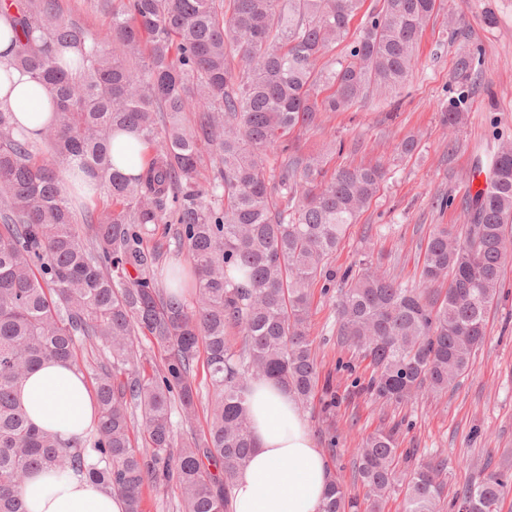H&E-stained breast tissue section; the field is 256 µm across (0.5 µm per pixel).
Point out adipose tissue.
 <instances>
[{
  "instance_id": "obj_1",
  "label": "adipose tissue",
  "mask_w": 512,
  "mask_h": 512,
  "mask_svg": "<svg viewBox=\"0 0 512 512\" xmlns=\"http://www.w3.org/2000/svg\"><path fill=\"white\" fill-rule=\"evenodd\" d=\"M13 33L0 16V107L35 130L52 119L47 91L9 67ZM17 400L38 428L69 440L86 435L98 404L75 366L43 361L17 389ZM248 405L255 448L234 480L231 512H322L328 467L295 398L281 384L252 381ZM27 512H126L125 499L81 476L41 471L21 490Z\"/></svg>"
}]
</instances>
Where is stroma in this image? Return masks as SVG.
Instances as JSON below:
<instances>
[{
  "label": "stroma",
  "instance_id": "obj_1",
  "mask_svg": "<svg viewBox=\"0 0 512 512\" xmlns=\"http://www.w3.org/2000/svg\"><path fill=\"white\" fill-rule=\"evenodd\" d=\"M493 14L496 23L486 26ZM470 53V80L455 74L458 57ZM466 98L456 135L441 116ZM415 137L411 154L401 142ZM342 152L332 149L334 141ZM512 141V0H443L425 27L413 71L403 88L363 99L344 112L324 113L301 134V155L321 154L327 168L352 162H378L386 178L357 224L351 225L330 260L333 269L377 260L407 288L422 287L423 253L436 225L468 223L466 201L478 160L502 141ZM333 298L320 284L311 287L310 336L321 377L331 378L339 397L333 419L318 404L302 413L317 448L329 465L339 466L350 493L365 489L354 479L362 441L380 429L396 428L398 446L413 451L414 463L440 456L448 467L439 479L447 500L485 468L512 465V261L503 275V293L488 317L486 339L475 365L460 384L442 395L421 396L400 406L358 394L354 376L369 377L368 361L336 334Z\"/></svg>",
  "mask_w": 512,
  "mask_h": 512
}]
</instances>
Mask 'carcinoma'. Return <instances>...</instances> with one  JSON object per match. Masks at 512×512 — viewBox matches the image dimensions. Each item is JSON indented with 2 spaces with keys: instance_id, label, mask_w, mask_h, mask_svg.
Masks as SVG:
<instances>
[{
  "instance_id": "1",
  "label": "carcinoma",
  "mask_w": 512,
  "mask_h": 512,
  "mask_svg": "<svg viewBox=\"0 0 512 512\" xmlns=\"http://www.w3.org/2000/svg\"><path fill=\"white\" fill-rule=\"evenodd\" d=\"M86 4L112 15L106 31L91 34L59 0H0L12 15L11 65L54 107L36 139L0 109V512H26L21 485L42 468L121 494L127 512H143L145 488L160 482L175 483L181 512H229L254 448L253 379L277 381L301 407L320 387L322 413L336 409V391L319 384L308 329L310 287L321 278L325 293L337 289L336 335L372 367L361 385L370 397L400 404L469 375L512 249V141L494 149L465 230L439 224L429 237L422 289L402 287L370 260L339 277L327 268L386 173L352 163L329 171L322 156L298 157L288 142L324 112H344L375 88L398 89L440 0H383L327 68L318 62L346 40L363 0ZM109 42L119 51H105ZM188 112L197 114L191 131ZM123 131L152 148L136 175L111 155ZM205 149L215 165L202 182ZM273 150L282 161L272 185ZM63 170L97 179L108 206L77 217ZM162 224L190 258L189 270L173 267L163 281L155 269L164 252L148 247ZM140 335L165 352L155 374L140 371ZM81 345L104 355L92 369L99 416L90 435L65 443L32 425L15 389L44 360L82 367ZM202 347L215 399L206 428L180 442L172 411L187 425L197 419ZM357 457L366 508L330 472L323 512H384L398 490L402 512H443L446 459L399 470L394 428L370 434ZM508 483L490 473L453 506L498 512Z\"/></svg>"
}]
</instances>
